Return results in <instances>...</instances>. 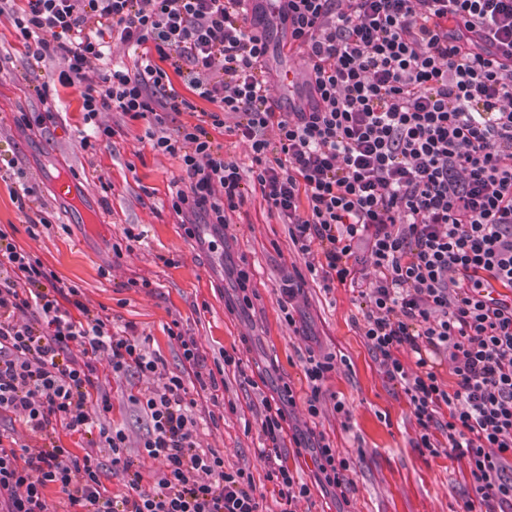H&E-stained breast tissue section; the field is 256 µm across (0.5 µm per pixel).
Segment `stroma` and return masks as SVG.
Segmentation results:
<instances>
[{
	"label": "stroma",
	"mask_w": 512,
	"mask_h": 512,
	"mask_svg": "<svg viewBox=\"0 0 512 512\" xmlns=\"http://www.w3.org/2000/svg\"><path fill=\"white\" fill-rule=\"evenodd\" d=\"M61 60H34L8 15H0V229L14 243L38 257L44 266L80 288L90 309L105 310L114 332L134 325L133 335L159 360L155 375L114 377L106 362L99 375L110 394L107 424L125 430L127 453L153 484L159 461L141 455L138 445L149 420L131 396L181 376L192 384V370L183 357L178 328L193 338L202 354L201 371L214 368L222 354L242 358L241 367L224 370L217 397L198 392L194 409L198 441L224 456L228 470L251 472L265 498L264 512H280L275 484L258 450L264 443L262 397L274 396L290 384L296 405L285 423L282 454L288 467L311 489L298 512H459L475 492L465 460L431 455L417 447L415 419L400 387L389 383L352 319L359 307L350 289L324 292L308 283L294 306L295 327H288L279 308L283 272L305 270L287 227L271 214L260 192H252L228 213L224 245L210 249L212 230L188 237L171 208V192L182 176L177 157L154 151L148 137L152 118L130 119L102 113L114 127L110 142L84 150L88 129L80 94L58 84ZM55 86L51 104L35 92ZM71 175L87 190L80 201L60 196L44 170ZM26 194L18 204V194ZM49 227L33 226L36 216ZM136 241H128V234ZM252 273L259 294L253 308L228 312L236 300L233 269ZM148 287H141V280ZM335 354V368L323 383L318 417H309L310 393L303 362L308 350ZM347 412L338 414L336 402ZM325 434L340 457L350 462L352 486L347 496L318 484L310 452L296 453L295 430ZM61 443L77 457L92 456L101 464V490L125 492L126 476L113 469L109 449L92 446L89 437L60 432Z\"/></svg>",
	"instance_id": "35a3bbf8"
}]
</instances>
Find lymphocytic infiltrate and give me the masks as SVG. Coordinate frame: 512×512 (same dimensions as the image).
<instances>
[{"label":"lymphocytic infiltrate","instance_id":"f902f5d3","mask_svg":"<svg viewBox=\"0 0 512 512\" xmlns=\"http://www.w3.org/2000/svg\"><path fill=\"white\" fill-rule=\"evenodd\" d=\"M276 2L307 75V104L289 112L269 93V42L240 0H0V13L34 41V58L64 61L58 81L79 88L94 129L83 149L115 134L99 113L154 115L152 148L181 161L171 206L189 217L187 235L203 223L226 231L227 212L258 187L298 253L322 256L284 277V321L295 325L307 280L357 292L359 330L407 397L417 446L467 462L480 501L461 512H512V0ZM116 41L140 50V64L90 79ZM183 75L193 98L173 87ZM198 98L213 106L209 125L168 131L165 114L195 111ZM229 116L249 168L209 137ZM102 359L116 376L158 370L144 344L114 333L79 288L0 230V414H21L43 441L34 451L0 441L5 512H50L53 486L74 512H262L250 473L200 447L179 376L132 399L151 423L143 451L164 464L144 487L125 432L99 423L111 409ZM279 397L262 402L260 453L281 512H296L311 489L281 461L291 386ZM60 427L97 433L128 478L122 495L102 494L100 463L60 445ZM292 440L311 450L323 486L344 487L349 463L325 436Z\"/></svg>","mask_w":512,"mask_h":512}]
</instances>
